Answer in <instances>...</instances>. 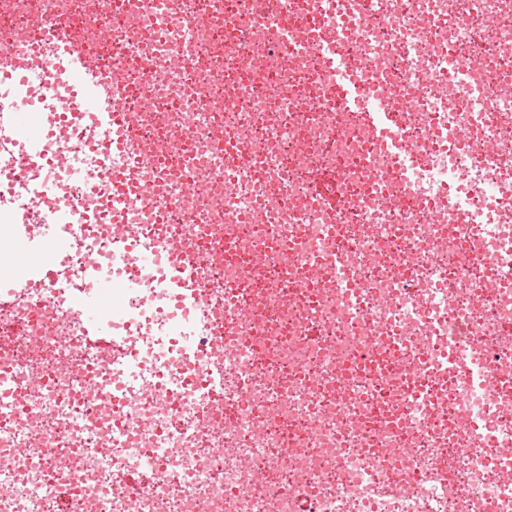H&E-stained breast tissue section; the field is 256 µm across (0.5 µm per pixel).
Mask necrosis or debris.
Masks as SVG:
<instances>
[{
	"mask_svg": "<svg viewBox=\"0 0 512 512\" xmlns=\"http://www.w3.org/2000/svg\"><path fill=\"white\" fill-rule=\"evenodd\" d=\"M182 5L205 23L175 30L174 0H0V51L40 46L47 74L38 145L20 169L0 156V271L21 286L0 306V512H512V392L485 394L446 365L459 348L512 377V0ZM271 9L296 45L327 10L371 63L367 95L404 113L412 187L361 115L337 107L320 57L281 44ZM55 13L92 59H111L113 87L132 88L127 151L92 147L110 129L59 63L43 28ZM458 130L486 150L460 154ZM130 167L153 197L67 174ZM193 170L214 177L190 190ZM319 172L338 175L336 207L311 187ZM31 185L69 212L74 248L47 255L52 282L13 254ZM117 218L161 252L207 242L193 270L204 310L176 313L168 271L113 257ZM228 239L286 243L290 257L228 262ZM338 245L355 296L328 269L309 299L292 297ZM103 278L128 314L110 326L117 359L83 339L74 306ZM139 466L133 491L123 473Z\"/></svg>",
	"mask_w": 512,
	"mask_h": 512,
	"instance_id": "necrosis-or-debris-1",
	"label": "necrosis or debris"
}]
</instances>
